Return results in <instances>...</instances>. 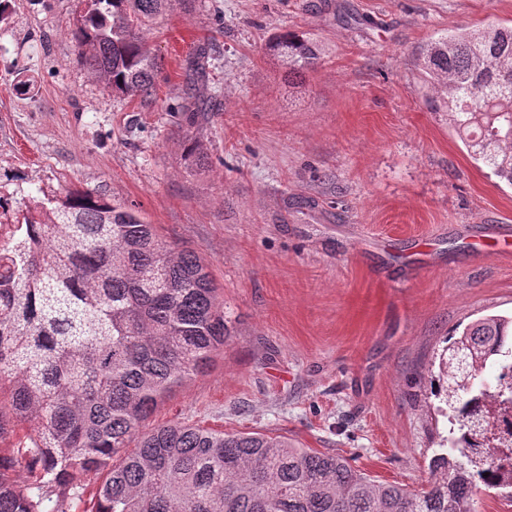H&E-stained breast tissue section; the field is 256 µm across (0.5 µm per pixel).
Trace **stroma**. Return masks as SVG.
Segmentation results:
<instances>
[{
    "label": "stroma",
    "mask_w": 512,
    "mask_h": 512,
    "mask_svg": "<svg viewBox=\"0 0 512 512\" xmlns=\"http://www.w3.org/2000/svg\"><path fill=\"white\" fill-rule=\"evenodd\" d=\"M78 0H9L0 22V242L30 201L92 189L195 252L230 338L146 428L263 431L420 488L450 424L430 370L447 338L512 315V187L429 110L420 48L512 25V0H195L149 40L152 97L113 96L76 61ZM325 61L288 82L267 39ZM219 57L205 81L190 61ZM216 97L197 126L177 107ZM209 166L184 161L187 140Z\"/></svg>",
    "instance_id": "35a3bbf8"
}]
</instances>
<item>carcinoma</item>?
<instances>
[{
	"label": "carcinoma",
	"mask_w": 512,
	"mask_h": 512,
	"mask_svg": "<svg viewBox=\"0 0 512 512\" xmlns=\"http://www.w3.org/2000/svg\"><path fill=\"white\" fill-rule=\"evenodd\" d=\"M175 1L195 2L86 0L73 30L78 63L117 95L152 96L159 63L147 34ZM264 54L294 80L319 66L322 47L285 30ZM416 62L431 107L512 186V25L458 28ZM211 66L197 48L193 71L206 79ZM206 159L188 144V166ZM23 220L0 244V441L18 437L0 453V512H66L83 501L80 475L106 465L88 512H475L479 486L512 490V317L477 320L439 354L434 393L453 452L435 454L426 484L411 490L284 436L179 421L142 431L228 338L208 267L93 191L35 200Z\"/></svg>",
	"instance_id": "1"
}]
</instances>
